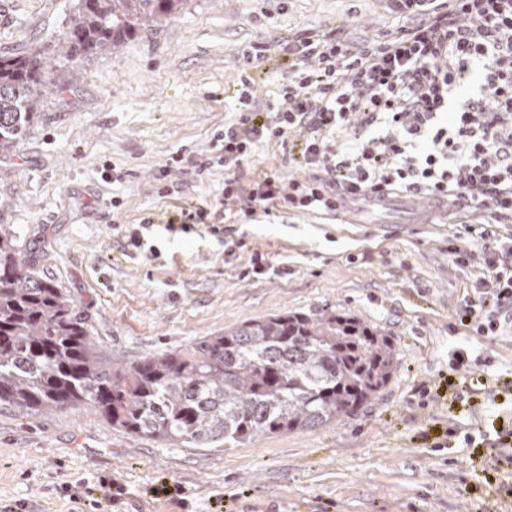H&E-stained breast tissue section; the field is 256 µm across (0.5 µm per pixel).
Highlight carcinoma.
Here are the masks:
<instances>
[{
    "instance_id": "1",
    "label": "carcinoma",
    "mask_w": 512,
    "mask_h": 512,
    "mask_svg": "<svg viewBox=\"0 0 512 512\" xmlns=\"http://www.w3.org/2000/svg\"><path fill=\"white\" fill-rule=\"evenodd\" d=\"M183 2L74 0L54 52L76 63L110 51L137 28L174 16ZM46 83L55 79L41 51L0 57L1 153L25 138ZM395 364L383 330L332 308L251 319L186 351L112 359L0 225L1 403L43 412L87 405L131 435L217 448L352 415L385 388Z\"/></svg>"
}]
</instances>
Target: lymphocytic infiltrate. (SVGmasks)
I'll return each instance as SVG.
<instances>
[{"mask_svg": "<svg viewBox=\"0 0 512 512\" xmlns=\"http://www.w3.org/2000/svg\"><path fill=\"white\" fill-rule=\"evenodd\" d=\"M406 26L352 41L343 29L304 34L269 101L240 73L237 106L216 134L211 166L228 170L224 205L252 215L277 205L335 212L399 196L479 218L457 265L486 274L459 324L481 336L512 324V0H386ZM299 138L307 180L270 168L241 183L259 146Z\"/></svg>", "mask_w": 512, "mask_h": 512, "instance_id": "lymphocytic-infiltrate-1", "label": "lymphocytic infiltrate"}]
</instances>
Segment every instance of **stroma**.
<instances>
[{
  "instance_id": "1",
  "label": "stroma",
  "mask_w": 512,
  "mask_h": 512,
  "mask_svg": "<svg viewBox=\"0 0 512 512\" xmlns=\"http://www.w3.org/2000/svg\"><path fill=\"white\" fill-rule=\"evenodd\" d=\"M0 56L64 31L73 0H1ZM401 24L383 0H186L167 23L136 31L77 68L49 55L67 92L42 89L23 143L0 153V225L56 282L102 349L129 361L183 350L244 321L334 307L392 337L397 366L379 397L313 431L197 449L132 436L90 407L50 413L0 406V512H512V458L463 433L512 429V329L479 336L457 313L480 265L471 243L425 200L362 210L224 216L223 168H204L231 118L242 52L272 51L250 74L277 93L280 44L334 27L360 39ZM181 166L169 168L171 157ZM304 180L287 146L260 147L240 175L270 167ZM206 223L166 231L169 216ZM155 253L127 250L144 219ZM219 226L211 234L210 226ZM233 248L226 256L225 248ZM268 271H250L252 254ZM482 366L452 374L456 349ZM467 401L452 403V390Z\"/></svg>"
}]
</instances>
